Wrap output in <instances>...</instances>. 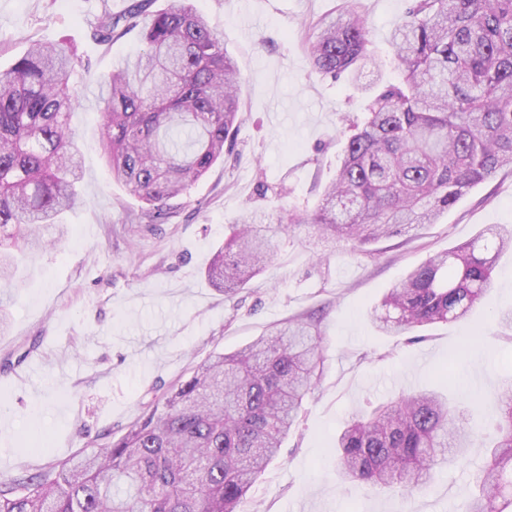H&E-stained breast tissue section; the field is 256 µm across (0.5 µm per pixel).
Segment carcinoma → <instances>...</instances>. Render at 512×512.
<instances>
[{"mask_svg": "<svg viewBox=\"0 0 512 512\" xmlns=\"http://www.w3.org/2000/svg\"><path fill=\"white\" fill-rule=\"evenodd\" d=\"M97 17L110 42L140 30L145 49L100 82L102 144L113 178L167 215L235 145L240 76L224 42L194 5ZM396 84L351 125L336 178L312 215L235 221L205 274L234 294L258 276L293 224H314L362 246L434 224L470 189L512 167V0H409L391 28ZM307 53L334 80L379 68L353 11L313 26ZM81 62L64 44L34 43L0 70V284L7 286L43 231L65 240L60 216L80 203L82 163L71 120ZM512 228H484L407 273L371 321L386 333L457 321L490 291ZM320 326L294 316L232 354H217L147 405L127 433L78 460L23 474L0 488V512H237L320 383ZM499 437L487 446L477 493L464 512H512V380L495 404ZM472 434L433 391L403 394L359 414L336 435L343 479L401 495L432 484Z\"/></svg>", "mask_w": 512, "mask_h": 512, "instance_id": "cac0c4a2", "label": "carcinoma"}]
</instances>
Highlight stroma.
<instances>
[{
  "mask_svg": "<svg viewBox=\"0 0 512 512\" xmlns=\"http://www.w3.org/2000/svg\"><path fill=\"white\" fill-rule=\"evenodd\" d=\"M131 0H0V69L32 42L68 41L86 69L71 128L83 161V202L63 215L67 241L31 254L0 330V485L121 438L147 403L217 353L251 343L289 317L320 319L327 361L299 424L241 505L242 512H461L496 435L494 393L512 377V250L497 261L486 299L464 318L417 340L385 334L370 312L387 289L429 256L473 239L487 224L512 227V168L464 195L437 223L357 248L312 225L283 239L264 271L227 296L205 270L239 217L316 206L344 153L347 117L397 82L389 42L406 0H197L242 78L235 149L161 224H138L143 203L117 183L100 146L99 81L143 48L133 30L109 44L92 37L104 11ZM355 4L381 70L359 82L316 72L304 42L319 19ZM285 188L276 198L274 191ZM448 374L451 398L476 440L410 497L342 483L333 444L346 420Z\"/></svg>",
  "mask_w": 512,
  "mask_h": 512,
  "instance_id": "35a3bbf8",
  "label": "stroma"
}]
</instances>
